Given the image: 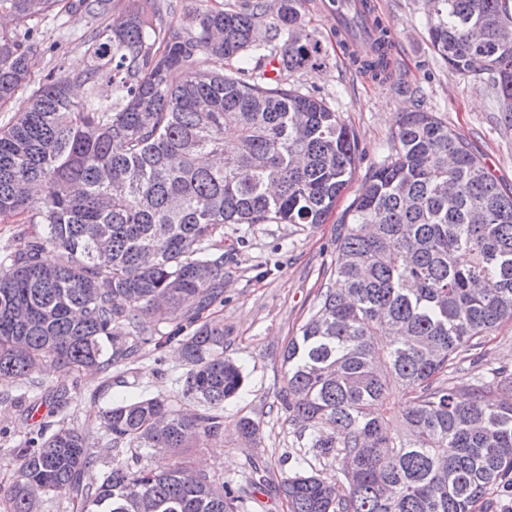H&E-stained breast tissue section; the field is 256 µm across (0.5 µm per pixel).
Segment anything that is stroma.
I'll return each mask as SVG.
<instances>
[{"instance_id": "stroma-1", "label": "stroma", "mask_w": 512, "mask_h": 512, "mask_svg": "<svg viewBox=\"0 0 512 512\" xmlns=\"http://www.w3.org/2000/svg\"><path fill=\"white\" fill-rule=\"evenodd\" d=\"M375 13L392 30L389 69L376 77L361 66L356 39L337 36L339 23L321 0H305L302 33L323 48L320 67L284 72L289 86L322 98L355 134L361 156L353 179L336 204L344 209L374 165L391 155L401 113H434L463 137L505 188L512 190V115L501 112L485 84L450 70L427 39L424 0H372ZM87 20L82 13L61 15L58 24H42L37 36L34 80L56 65L72 71L86 65L77 43ZM335 219L322 224H228L224 227V295L204 314L224 325V353L242 368L239 393L224 403V435L217 444L189 449L194 462L234 489H243L246 512H287L277 488L297 471L296 428L281 405L286 386L282 353L311 314L321 288L333 286L330 267L336 260ZM512 370V323L486 340L451 373L465 385L472 377L492 381L496 369ZM185 368L174 348L162 356L146 353L123 382L101 389L100 378L84 375L70 387L64 410L76 426L94 420L111 404L176 394ZM28 399L36 408L25 414L23 403L0 399V455L19 440L52 421V394L63 380L52 368L33 374ZM259 424L256 444L237 435L241 418Z\"/></svg>"}]
</instances>
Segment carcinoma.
Here are the masks:
<instances>
[{"instance_id": "obj_1", "label": "carcinoma", "mask_w": 512, "mask_h": 512, "mask_svg": "<svg viewBox=\"0 0 512 512\" xmlns=\"http://www.w3.org/2000/svg\"><path fill=\"white\" fill-rule=\"evenodd\" d=\"M303 0H193L165 25L159 0H69L89 28L86 67L56 66L30 88L39 24L60 0H0V106L26 89L0 128V219L31 226L0 249V385L50 362L64 376L134 364L145 345L174 343L181 397L116 403L91 433L66 418L10 449L5 512H36L46 493L80 512H243L239 497L190 460L142 462L160 448H198L223 433L224 401L242 387L224 357V325L201 321L224 293V225L322 224L358 162L354 136L323 99L286 85L268 43L288 36L280 67L320 60L301 36ZM429 43L448 67L512 101V0H426ZM366 66L387 71L389 29ZM241 61L230 74L224 61ZM103 81L112 98L75 101V83ZM233 127L237 136L224 137ZM395 154L337 220V258L312 314L283 353L281 403L300 447L336 462L331 483L304 470L281 493L288 512H473L496 487L512 495V374L458 386L448 373L512 321V191L446 123L405 112ZM212 157L208 165L199 157ZM48 248L57 261L42 260ZM181 319L191 332H150ZM408 395L391 406V389ZM244 417L239 436L254 443ZM106 441L112 467L86 481ZM131 454L134 464L124 455Z\"/></svg>"}]
</instances>
